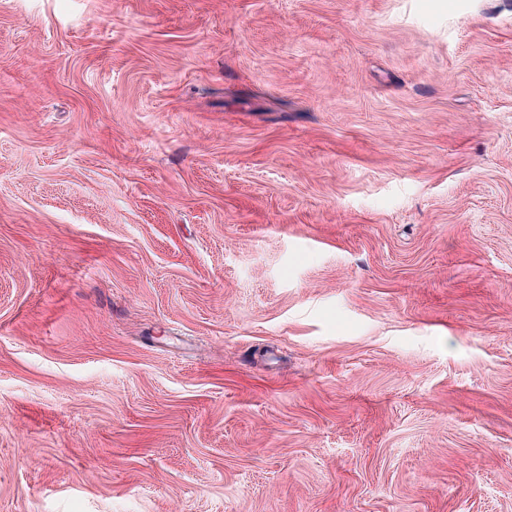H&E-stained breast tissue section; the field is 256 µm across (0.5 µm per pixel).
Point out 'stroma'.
Segmentation results:
<instances>
[{"label": "stroma", "mask_w": 512, "mask_h": 512, "mask_svg": "<svg viewBox=\"0 0 512 512\" xmlns=\"http://www.w3.org/2000/svg\"><path fill=\"white\" fill-rule=\"evenodd\" d=\"M0 512H512V0H0Z\"/></svg>", "instance_id": "obj_1"}]
</instances>
